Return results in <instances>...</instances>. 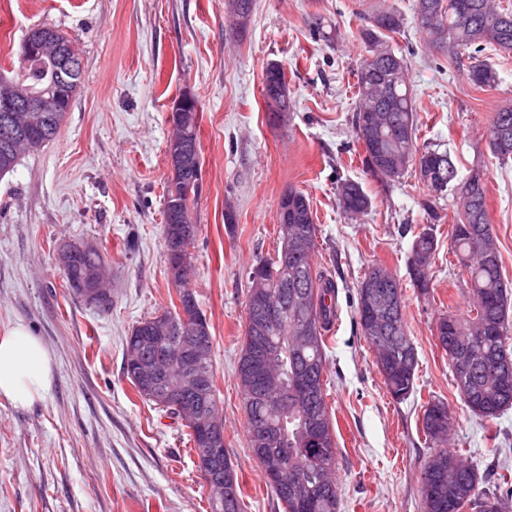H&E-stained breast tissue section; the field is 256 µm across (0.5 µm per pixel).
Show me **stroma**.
<instances>
[{
  "label": "stroma",
  "mask_w": 512,
  "mask_h": 512,
  "mask_svg": "<svg viewBox=\"0 0 512 512\" xmlns=\"http://www.w3.org/2000/svg\"><path fill=\"white\" fill-rule=\"evenodd\" d=\"M415 0H254L244 33L230 30L226 0H0V64L18 60L26 33L47 25L76 45L83 82L55 138L0 178V330L25 324L53 358V386L27 408L0 399V512H209L182 421L142 400L123 373V343L137 321L169 310L174 295L162 238L171 107L200 106L203 187L192 207L198 236L191 286L214 337L213 368L224 446L243 512H283L247 445L236 367L245 330L248 273L274 256L278 203L309 199L319 227L315 268L337 286L326 337V393L336 432L340 512H424L420 481L437 451L422 417L429 400L454 419L448 449L477 466L487 487L512 492V410L472 414L436 340L442 315L468 307L466 273L450 251L458 195L432 226L414 173L385 187L361 163L354 132L358 31L397 11L387 34L407 60L418 141L447 147L466 177L485 170L490 221L512 281V159L492 154L490 121L512 102V56L491 55L497 88H475L421 36ZM320 19L313 30L312 19ZM286 77L291 106L273 116L263 97L269 63ZM352 180L372 199L353 219L336 186ZM438 241L427 291L409 275L416 234ZM96 245L112 306L100 310L66 288L60 244ZM402 283L407 333L418 352L416 392H387L375 351L357 324L356 292L372 267Z\"/></svg>",
  "instance_id": "1"
}]
</instances>
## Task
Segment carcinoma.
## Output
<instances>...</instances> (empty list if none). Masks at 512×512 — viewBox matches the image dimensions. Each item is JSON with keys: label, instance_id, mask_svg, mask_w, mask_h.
<instances>
[{"label": "carcinoma", "instance_id": "cac0c4a2", "mask_svg": "<svg viewBox=\"0 0 512 512\" xmlns=\"http://www.w3.org/2000/svg\"><path fill=\"white\" fill-rule=\"evenodd\" d=\"M416 21L428 43L448 54L467 72L472 84L479 88H493L498 83V72L488 59L486 50L499 54L512 53V7L501 0H416ZM404 18L396 12L376 13L370 25L359 31L360 39L369 47L368 55L357 65L356 77L359 105L354 114L355 136L364 147L362 164L367 172L383 186L398 181L408 170L426 167L435 173L443 187L418 175L426 190L420 207L433 223L442 220L438 200L448 188L458 190L461 209L452 225L450 249L467 274L469 310L463 315L450 313L437 321V341L448 356L449 365L459 355L470 360L469 370L461 375L452 372L457 391L467 409L473 414L493 419L512 408V344L508 342L512 328V284L504 279L502 260L493 225L487 208L485 172L471 170L465 180L458 179V171L446 149L438 144L418 146L419 116L412 89L408 83L407 63L403 55L380 40L385 32L397 33ZM49 64L43 60L24 59L16 69L0 70L13 79L19 89L28 85L44 88L50 83L46 75ZM67 111L51 112L48 120L31 125L28 138L39 150L57 134ZM490 148L502 161L512 158V104H505L494 112ZM0 131V178L14 171L19 158L4 143ZM201 153L191 152L188 166L168 180L164 194V225L180 224L197 237L198 226L191 217V204L201 189L196 185L197 172L202 170ZM299 201L287 212L288 226L305 247L288 268H281L279 257L265 259L254 265L248 275L261 280L262 288H248L246 315L255 313V295L261 292L283 299L284 321L269 335L281 345V371L270 398L277 400L292 388L293 373L297 369L311 374L314 389L311 396L297 401L288 397L292 411L284 426V440L266 447L255 456L264 480L269 470L278 463L285 481L300 484L305 498L316 505L315 512H339V493L335 472L337 464L336 434L326 398V342L324 333L336 318V284L326 274L314 269L313 255L317 248L318 225L314 224L307 196L296 191ZM340 207L348 215L366 213L372 205L363 187L354 181H344L338 187ZM438 249L432 229H423L413 240L409 271L413 284L424 291L429 283L431 267ZM428 259L424 269L416 267L414 256ZM100 251H77L73 270L65 274L67 287L83 270L103 266ZM398 308L385 324V339L405 338L404 344L394 343L391 355L376 358L378 370L384 377L389 394L396 401H404L415 393V374L418 366L417 350L407 337L404 320V291L400 280L393 279ZM304 314L310 318L312 331L297 341L295 320ZM162 316L173 322L172 335L159 343L145 345L143 356L150 358L165 354L175 358L180 353L183 335L190 325L183 324L179 309L165 311ZM149 317L132 326L125 336L124 355L132 346L141 345L148 336ZM213 336L208 333L198 349V359L205 365L208 380L204 396L196 398L189 382H173L181 386L183 403L206 411L219 412L216 398V379L213 371ZM247 342H242L237 366V380L246 419V432L264 425L267 419L265 401L246 393L243 371L247 360ZM137 394L174 415L179 410L167 404L150 389V385H134ZM448 414L444 402L426 404L422 419L427 440L438 443L433 432V415ZM313 415L319 422L322 441L319 446L308 445L302 427L304 415ZM201 477L221 476L228 484L224 502L209 504L210 512H242L241 488L237 471L228 456L196 462ZM431 480V491L421 488L425 512H508V500L493 491L480 489L483 477L478 470L446 448L432 455L425 464L422 480Z\"/></svg>", "mask_w": 512, "mask_h": 512}]
</instances>
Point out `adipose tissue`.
Wrapping results in <instances>:
<instances>
[{"label":"adipose tissue","instance_id":"ef3b65f1","mask_svg":"<svg viewBox=\"0 0 512 512\" xmlns=\"http://www.w3.org/2000/svg\"><path fill=\"white\" fill-rule=\"evenodd\" d=\"M53 384L52 359L24 324L0 333V398L26 408L44 400Z\"/></svg>","mask_w":512,"mask_h":512}]
</instances>
